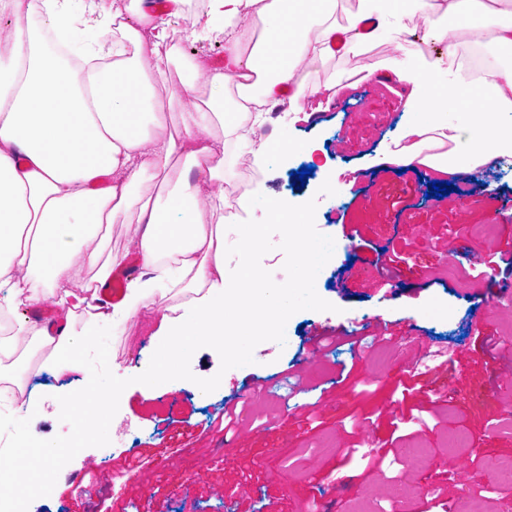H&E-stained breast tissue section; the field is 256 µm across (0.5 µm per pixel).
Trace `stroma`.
Listing matches in <instances>:
<instances>
[{
  "label": "stroma",
  "mask_w": 512,
  "mask_h": 512,
  "mask_svg": "<svg viewBox=\"0 0 512 512\" xmlns=\"http://www.w3.org/2000/svg\"><path fill=\"white\" fill-rule=\"evenodd\" d=\"M165 21L176 55L156 102L176 122L187 105L207 103L206 94L182 88L194 60L225 52L223 42L196 38L191 16ZM441 50L408 33L347 66L305 69L313 84L352 74L351 88L321 95L318 110L286 123L293 142L315 143V150L276 160L277 136L259 144L271 159L255 165L254 189L291 204L316 200V228L335 241L315 282L333 311L297 312L285 344H258L250 365L223 372L208 349L197 350L194 377L222 376L204 395L193 380L147 391L133 384L160 343L164 315L140 309L109 342L111 371L131 381L109 444L81 450L28 512H505L512 503V476L501 471L512 464V304L500 290L512 283V270L495 255L512 250V166L483 167L484 197L474 205L457 192L427 197L431 175L377 161L405 99L404 83L380 77L378 67ZM304 165L314 173L298 188L292 173ZM452 242L482 249L484 263L449 262ZM27 311L23 305L14 314L13 350L0 356V376L32 389L38 412L31 431L47 440L68 432L57 395L87 380L41 370L43 326ZM344 327L373 336V344L347 338L314 350V333ZM417 348L436 353V371L405 395L399 386L412 382ZM460 351L469 359L455 361ZM228 407L244 438L235 447L222 431ZM368 428L378 437L372 446ZM88 456L102 464L93 477L83 468ZM461 456L468 469L459 480L452 469ZM130 463L140 466L137 483L113 489V476ZM200 470L205 481L192 483ZM395 481L408 490L399 500Z\"/></svg>",
  "instance_id": "obj_1"
}]
</instances>
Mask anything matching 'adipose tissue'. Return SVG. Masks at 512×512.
I'll list each match as a JSON object with an SVG mask.
<instances>
[{
	"mask_svg": "<svg viewBox=\"0 0 512 512\" xmlns=\"http://www.w3.org/2000/svg\"><path fill=\"white\" fill-rule=\"evenodd\" d=\"M59 2L8 0L26 24L11 64L0 63V283L11 285L19 305L55 297L80 308L120 261L102 228L122 215L135 220L148 270L121 303L96 311L82 329L48 337L61 372H92L90 356L113 327L176 288L208 294L163 319L169 344L191 336L224 354L222 313L245 285L229 280L224 227L206 222L200 191L185 174L203 168L223 179L224 140L251 103L286 85L292 102L313 97L301 66L350 60L422 23L443 50L393 68L408 87V117L384 162L453 175L512 156V124L503 119L512 112V52H503L512 49V0H356L343 25L335 18L341 0H209L199 32L223 40L234 73L209 75L195 62L184 89L205 85L209 108L177 126L154 101L173 54L161 18L144 13L141 0L123 10L113 0ZM90 29L98 39H86ZM231 87L233 120L224 111ZM466 88L475 100L459 120L447 104ZM463 125L474 132L466 143ZM174 161L183 177L157 186L155 172Z\"/></svg>",
	"mask_w": 512,
	"mask_h": 512,
	"instance_id": "adipose-tissue-1",
	"label": "adipose tissue"
}]
</instances>
